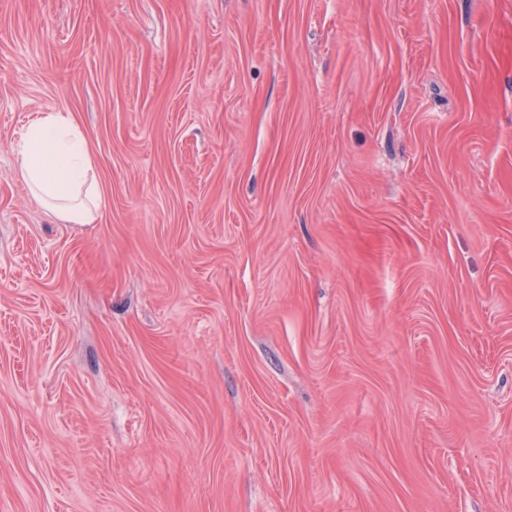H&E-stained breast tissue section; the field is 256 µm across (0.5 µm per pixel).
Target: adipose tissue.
Returning <instances> with one entry per match:
<instances>
[{"instance_id": "adipose-tissue-1", "label": "adipose tissue", "mask_w": 512, "mask_h": 512, "mask_svg": "<svg viewBox=\"0 0 512 512\" xmlns=\"http://www.w3.org/2000/svg\"><path fill=\"white\" fill-rule=\"evenodd\" d=\"M17 168L34 197L66 224H91L105 203L91 151L70 117L50 112L27 129Z\"/></svg>"}]
</instances>
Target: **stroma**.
<instances>
[{
	"label": "stroma",
	"instance_id": "stroma-1",
	"mask_svg": "<svg viewBox=\"0 0 512 512\" xmlns=\"http://www.w3.org/2000/svg\"><path fill=\"white\" fill-rule=\"evenodd\" d=\"M512 0H0V512H512ZM66 112L106 205L16 173Z\"/></svg>",
	"mask_w": 512,
	"mask_h": 512
}]
</instances>
